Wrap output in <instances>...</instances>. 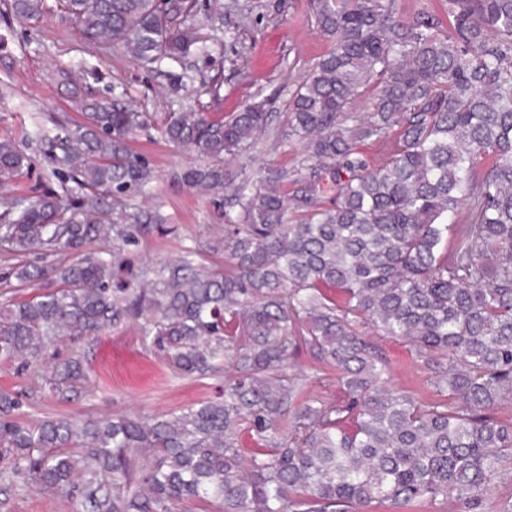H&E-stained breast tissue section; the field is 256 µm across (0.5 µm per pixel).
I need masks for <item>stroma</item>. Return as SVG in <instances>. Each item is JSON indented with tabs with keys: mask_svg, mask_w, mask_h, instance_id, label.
Here are the masks:
<instances>
[{
	"mask_svg": "<svg viewBox=\"0 0 512 512\" xmlns=\"http://www.w3.org/2000/svg\"><path fill=\"white\" fill-rule=\"evenodd\" d=\"M196 22L209 50L180 63L169 64V73H187L191 80L179 94H172L167 75L134 61L122 50H103L82 41L61 12L52 10L40 24L17 19L8 0H0V140H11L32 159L30 168L0 187V201L26 200L57 187L51 166L31 139L35 128L57 116L81 118L74 98L58 83V69L72 70L99 98L117 99L137 112L149 113L151 124L129 140L132 151L150 164L154 177L125 205L112 208V223L140 220L135 242L103 238L91 244L94 252L120 248L127 263L143 278H151L160 263L197 252L198 263L207 267L224 263L219 241L224 210L215 196L188 186L179 179L190 166L208 165V158L166 141L159 127L166 114L179 104L201 105L215 118L231 116L241 105L271 97L273 125L285 127L288 84L305 74L329 44L307 17L306 0H198ZM221 12L223 25L211 30L207 19ZM220 79L219 100L199 91L201 80ZM301 160L297 142L282 145L261 138L248 153L225 157L226 171H247L259 177L269 168H296ZM362 334L381 351L391 385L430 404L439 401L434 374L413 344L404 338L384 336L371 326ZM140 320L109 328L77 344L56 348L57 359L78 350L84 358L88 381L77 392L62 396L53 391L46 372L20 362L0 361V391L17 396L19 421L28 423L58 416L106 418L134 412L155 417L190 408L214 397L224 386L223 376L207 378L173 374L142 341ZM298 379L299 394L291 409L305 401H332L341 394L334 367L309 349H301L291 369ZM75 499L22 488L0 494V512H77Z\"/></svg>",
	"mask_w": 512,
	"mask_h": 512,
	"instance_id": "stroma-1",
	"label": "stroma"
}]
</instances>
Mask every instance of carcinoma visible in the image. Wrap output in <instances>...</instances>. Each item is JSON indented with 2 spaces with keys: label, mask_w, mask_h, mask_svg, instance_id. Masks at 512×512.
<instances>
[{
  "label": "carcinoma",
  "mask_w": 512,
  "mask_h": 512,
  "mask_svg": "<svg viewBox=\"0 0 512 512\" xmlns=\"http://www.w3.org/2000/svg\"><path fill=\"white\" fill-rule=\"evenodd\" d=\"M45 2L10 9L36 22ZM63 11L83 41L137 61L206 52L197 0H65ZM309 18L331 46L288 101L279 141L303 144L297 169L268 170L255 194L246 173L235 186L217 164L181 174L224 196L222 271L188 252L136 287L120 253L84 251L134 239L136 226L115 232L105 215L152 179L128 147L149 115L83 96L59 72L83 120L54 119L34 140L60 189L0 211V248L76 260L15 269L17 286L43 291L0 307V360L37 367L59 339L141 318L174 373L213 376L228 359L234 375L224 395L155 418L21 423L0 391L4 489L74 496L78 512H360L439 496L473 506L493 479H512V421L495 416L512 396V0L421 3L408 16L395 0H309ZM364 97L365 115H352ZM270 130L262 102L222 120L184 108L161 125L219 160ZM30 163L1 141L0 186ZM364 323L409 339L448 400L392 387ZM303 347L336 367L342 395L290 416L287 368ZM84 379L74 352L53 389ZM243 432L256 447L240 446Z\"/></svg>",
  "instance_id": "obj_1"
}]
</instances>
